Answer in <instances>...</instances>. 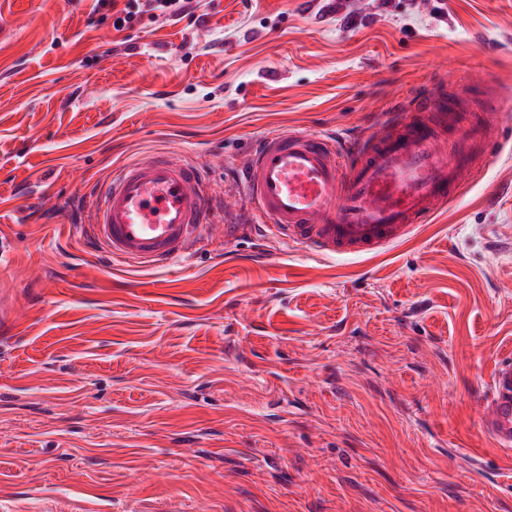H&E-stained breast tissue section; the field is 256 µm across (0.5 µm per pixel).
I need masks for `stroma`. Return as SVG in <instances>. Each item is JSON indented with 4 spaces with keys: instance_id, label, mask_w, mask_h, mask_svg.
<instances>
[{
    "instance_id": "stroma-1",
    "label": "stroma",
    "mask_w": 512,
    "mask_h": 512,
    "mask_svg": "<svg viewBox=\"0 0 512 512\" xmlns=\"http://www.w3.org/2000/svg\"><path fill=\"white\" fill-rule=\"evenodd\" d=\"M94 3L0 0V512H512L476 408L512 359V144L374 255L255 227L137 268L83 230L129 161L221 201L263 133L371 135L421 88L512 130V0H200L119 31Z\"/></svg>"
}]
</instances>
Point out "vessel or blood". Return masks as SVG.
I'll return each instance as SVG.
<instances>
[{
  "instance_id": "vessel-or-blood-1",
  "label": "vessel or blood",
  "mask_w": 512,
  "mask_h": 512,
  "mask_svg": "<svg viewBox=\"0 0 512 512\" xmlns=\"http://www.w3.org/2000/svg\"><path fill=\"white\" fill-rule=\"evenodd\" d=\"M447 107L425 93L383 132L353 140L266 132L231 175L246 203L229 214H247L267 234L325 256H365L400 242L467 188L499 143L496 113L470 127L435 122L434 111ZM210 227L202 172L155 157L113 177L91 234L111 257L153 267L179 259ZM480 422L512 446L511 361L497 365Z\"/></svg>"
}]
</instances>
